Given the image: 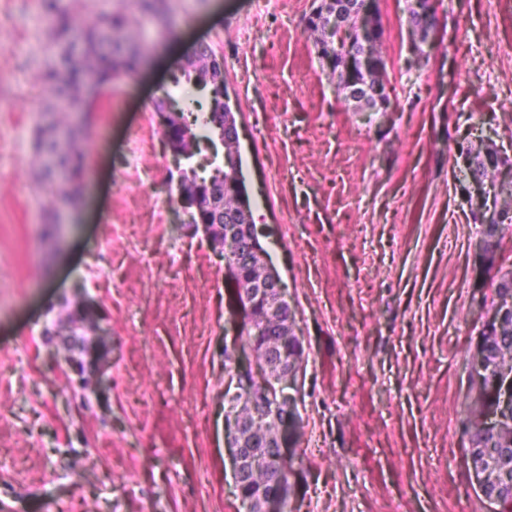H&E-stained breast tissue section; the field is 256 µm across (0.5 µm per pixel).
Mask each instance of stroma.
<instances>
[{
    "label": "stroma",
    "mask_w": 512,
    "mask_h": 512,
    "mask_svg": "<svg viewBox=\"0 0 512 512\" xmlns=\"http://www.w3.org/2000/svg\"><path fill=\"white\" fill-rule=\"evenodd\" d=\"M312 2L171 0L169 34L88 118L91 167L56 245L31 165L43 2L0 0V512H245L224 432L237 313L223 257L182 221L153 111L201 40L224 57L246 196L303 349L286 512H492L461 423L512 225L482 256L460 151L485 138L512 158V0H438L421 66L409 0H378L387 112L337 92ZM87 299L101 392L45 333Z\"/></svg>",
    "instance_id": "1"
}]
</instances>
